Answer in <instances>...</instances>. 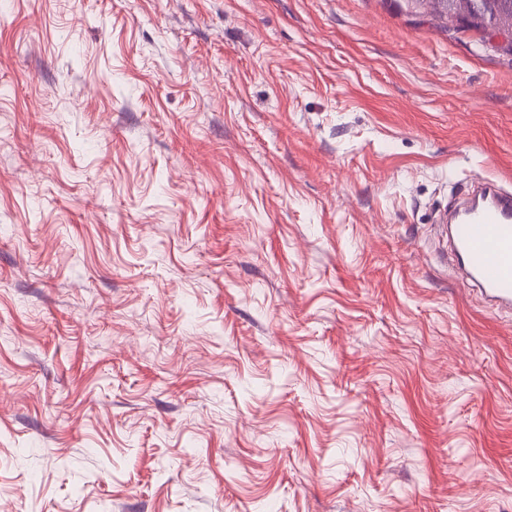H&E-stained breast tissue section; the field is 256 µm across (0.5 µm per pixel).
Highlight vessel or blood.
<instances>
[{"label": "vessel or blood", "mask_w": 512, "mask_h": 512, "mask_svg": "<svg viewBox=\"0 0 512 512\" xmlns=\"http://www.w3.org/2000/svg\"><path fill=\"white\" fill-rule=\"evenodd\" d=\"M448 243L465 281L494 305L512 307V191L478 180L448 226Z\"/></svg>", "instance_id": "vessel-or-blood-1"}]
</instances>
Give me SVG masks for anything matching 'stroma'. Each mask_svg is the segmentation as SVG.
<instances>
[{"mask_svg": "<svg viewBox=\"0 0 512 512\" xmlns=\"http://www.w3.org/2000/svg\"><path fill=\"white\" fill-rule=\"evenodd\" d=\"M406 0H0V512H512V53ZM448 224V243L463 278L498 307H512V191L489 179Z\"/></svg>", "mask_w": 512, "mask_h": 512, "instance_id": "stroma-1", "label": "stroma"}]
</instances>
